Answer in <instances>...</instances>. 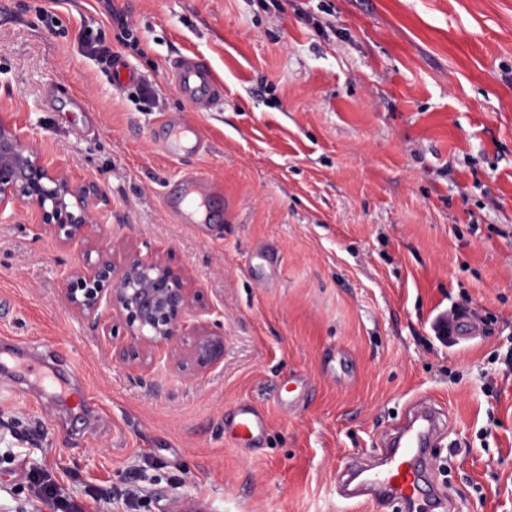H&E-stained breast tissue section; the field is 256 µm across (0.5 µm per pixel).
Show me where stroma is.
Segmentation results:
<instances>
[{
	"mask_svg": "<svg viewBox=\"0 0 512 512\" xmlns=\"http://www.w3.org/2000/svg\"><path fill=\"white\" fill-rule=\"evenodd\" d=\"M187 53L224 104L198 117L208 153L172 161L149 130L186 109L168 66ZM0 113L102 184L115 263L167 258L224 336L195 375L120 361L123 324L97 335L65 297L83 246L22 208L0 221V341L55 358L39 377L0 363V512H56L37 473L78 512H369L340 470L421 398L450 416L432 454L457 512H512V0H0ZM189 171L223 190V223L169 213ZM455 306L493 335L439 340ZM243 403L268 417L252 444L228 432ZM85 42L100 60L107 61L112 58V75L118 87L128 88L139 82L140 77L137 70L122 57L112 56L110 48L104 46L97 38L92 40L91 35L87 33L85 34Z\"/></svg>",
	"mask_w": 512,
	"mask_h": 512,
	"instance_id": "35a3bbf8",
	"label": "stroma"
}]
</instances>
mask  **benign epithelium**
<instances>
[{
	"label": "benign epithelium",
	"instance_id": "7a95c632",
	"mask_svg": "<svg viewBox=\"0 0 512 512\" xmlns=\"http://www.w3.org/2000/svg\"><path fill=\"white\" fill-rule=\"evenodd\" d=\"M100 203L108 204V197L99 184L78 181L47 163L30 135L0 116V216L21 204L39 229L84 246L85 262L65 276L66 298L74 311L100 336L112 335V319L124 320L133 344L119 351L123 361L150 368L156 350L167 347L170 360L185 373L217 365L224 359V336L203 322L186 323L215 308L160 257L143 258L127 249L122 265H115L112 244L99 237Z\"/></svg>",
	"mask_w": 512,
	"mask_h": 512
}]
</instances>
